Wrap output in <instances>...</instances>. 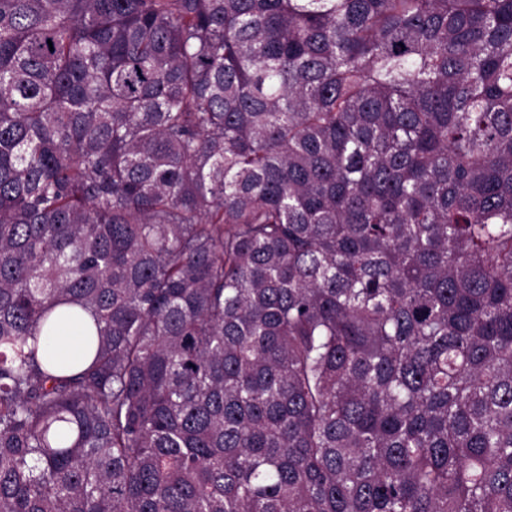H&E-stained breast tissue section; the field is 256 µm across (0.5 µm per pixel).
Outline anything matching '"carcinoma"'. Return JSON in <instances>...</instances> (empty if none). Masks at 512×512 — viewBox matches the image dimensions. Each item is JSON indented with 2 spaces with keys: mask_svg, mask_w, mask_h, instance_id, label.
<instances>
[{
  "mask_svg": "<svg viewBox=\"0 0 512 512\" xmlns=\"http://www.w3.org/2000/svg\"><path fill=\"white\" fill-rule=\"evenodd\" d=\"M0 512H512V0H0ZM54 342L57 352L60 355L75 358L78 356L81 349L82 336L77 328H68L58 336H55Z\"/></svg>",
  "mask_w": 512,
  "mask_h": 512,
  "instance_id": "1",
  "label": "carcinoma"
}]
</instances>
